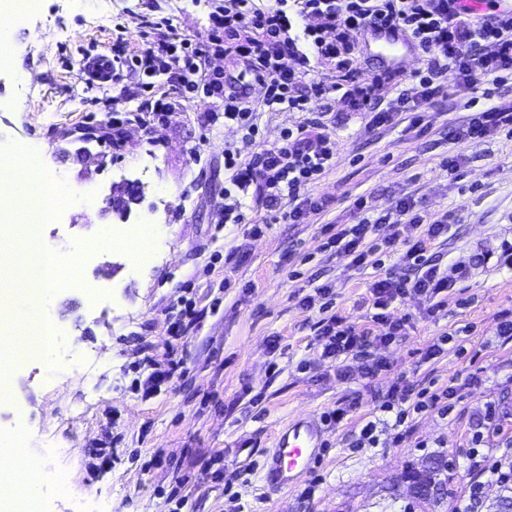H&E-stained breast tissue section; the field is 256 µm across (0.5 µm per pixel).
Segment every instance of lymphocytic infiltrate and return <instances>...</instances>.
<instances>
[{
  "mask_svg": "<svg viewBox=\"0 0 512 512\" xmlns=\"http://www.w3.org/2000/svg\"><path fill=\"white\" fill-rule=\"evenodd\" d=\"M287 2L274 0L261 8L255 0H216L204 40L181 37L164 19L161 32L143 51L146 77L165 76L184 98L201 89L223 94L225 119L250 135L258 133V106L235 85L214 77L209 70L211 57L224 55L246 66L263 88L262 105L269 110L283 106L307 115L306 122L285 129L275 143L260 145L249 159H241L235 148H225L224 167L231 172L230 185L224 190L225 223H243L241 196L252 190L265 200L267 209L288 202L284 218L292 224L299 223L305 211L325 208V200L314 198L310 188L333 158L330 138L320 130V116L330 94L339 93L341 102L354 111L370 113L374 125L390 123L397 113L406 112L411 125L417 127L423 117L414 102L430 100L436 94L434 81L444 71L454 72L468 88L484 82L498 87L512 77L511 5L486 16L461 0H295L292 12ZM307 17L316 18V25L299 27V20ZM376 22L401 28L428 59L416 96L400 91L383 110L375 105L381 78H362L353 65L356 35L366 33ZM316 62L334 64L339 79L308 82ZM380 223L401 224L414 233L405 241L396 234L384 241L403 266L414 270V277L388 273L370 285L377 339L386 344L406 333L410 323L409 317L387 315L388 305L414 293L429 301L432 310H439V296L451 287L452 277L427 255L434 240L447 233V224L425 223L407 200L377 220L365 217L355 224L335 225L328 243L350 256L353 266H366L374 251L368 238ZM316 328L324 343L323 357L335 362L339 377H349L352 367L348 359L361 355L366 343L363 330L338 314L318 320ZM456 395L453 387L439 394L424 389L414 395L408 386L397 384L383 409L395 412L400 423L413 411L434 410L445 415Z\"/></svg>",
  "mask_w": 512,
  "mask_h": 512,
  "instance_id": "lymphocytic-infiltrate-1",
  "label": "lymphocytic infiltrate"
}]
</instances>
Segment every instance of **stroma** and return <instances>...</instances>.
Instances as JSON below:
<instances>
[{
  "instance_id": "stroma-1",
  "label": "stroma",
  "mask_w": 512,
  "mask_h": 512,
  "mask_svg": "<svg viewBox=\"0 0 512 512\" xmlns=\"http://www.w3.org/2000/svg\"><path fill=\"white\" fill-rule=\"evenodd\" d=\"M208 13L206 0H40L13 23L16 41L0 68V147L32 150L50 175L65 174L76 196L58 223L40 225L41 248L92 257L81 287L57 292L50 308L59 328L51 364L17 366V398L0 405V434L23 440L20 470L49 471L39 492L44 512H422L400 475L433 455L451 465L448 512H457L474 480L466 453L488 404L496 426L480 453L497 457L512 443V341L498 333L502 313L512 311L503 255L512 245V129L459 143L454 133L469 119L468 101L480 110L511 102L512 83L487 100L445 73L419 128L401 116L376 126L369 113L332 101L322 122L335 155L313 186L327 207L255 236L252 222L267 214L262 201L246 199L244 223L224 221V149L246 157L256 145L225 123L223 97L200 91L186 102L175 94L165 121L147 129L135 120L148 97L169 89L162 76L151 95L138 89L148 23L166 17L181 36L201 40ZM117 50L122 81L88 85L83 54ZM22 82L29 95L19 93ZM116 116L125 120L117 139ZM89 129L96 139L83 154L79 139ZM128 182L142 185L143 197L121 215L107 200ZM361 198L380 212L408 198L427 221L446 222L432 254L444 266L464 261L468 273L435 313L418 295L393 302L389 316H410L411 325L377 348L386 369L340 380L321 357L319 310L304 297L330 285L334 311L369 328L375 275L406 272L393 255L382 267L357 268L326 247L325 225L357 223ZM118 224L158 228L165 251L138 265L113 242ZM185 294L198 319L175 336L174 305ZM438 341L443 353L424 361ZM169 357L183 360L185 375L145 394L153 364ZM402 379L417 389L455 386L460 398L448 415L424 411L399 426L381 405ZM340 404L350 414L327 421ZM308 416L324 422L320 460L271 490L274 437ZM376 419L381 445L355 447ZM313 481L315 494L304 497ZM174 488L182 506L169 498Z\"/></svg>"
}]
</instances>
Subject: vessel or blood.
<instances>
[{
  "instance_id": "b4317fda",
  "label": "vessel or blood",
  "mask_w": 512,
  "mask_h": 512,
  "mask_svg": "<svg viewBox=\"0 0 512 512\" xmlns=\"http://www.w3.org/2000/svg\"><path fill=\"white\" fill-rule=\"evenodd\" d=\"M373 42L377 56L393 67L401 66L405 54L413 50L405 37L389 27L377 30ZM82 67L90 82L108 85L113 81L112 66L107 63L105 55L85 56ZM321 437L322 429L315 418L289 422L276 437L265 475L267 482L283 488L306 474L319 457Z\"/></svg>"
}]
</instances>
